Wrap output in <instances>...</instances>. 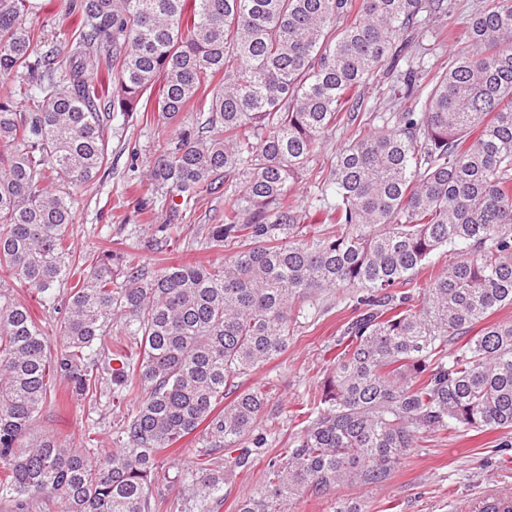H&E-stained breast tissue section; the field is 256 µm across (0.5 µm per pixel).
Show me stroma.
<instances>
[{
	"label": "stroma",
	"instance_id": "stroma-1",
	"mask_svg": "<svg viewBox=\"0 0 512 512\" xmlns=\"http://www.w3.org/2000/svg\"><path fill=\"white\" fill-rule=\"evenodd\" d=\"M155 123L133 116L128 123L112 121L107 129L109 169L90 183L75 187L79 199L72 226L76 252L90 253L102 244L99 231L109 226L113 241L123 250L149 263H207L217 257H231L232 248L217 252L206 245L202 235H188L178 250L158 248L154 227L169 221L162 206L138 210V198L151 195L147 179L153 150ZM357 309L342 291H322L308 295L298 310L284 350L268 363L240 377L243 387L264 385L270 401L264 416L267 427L285 438L296 431L298 415L309 401V391L319 370L326 368L336 353L345 324ZM137 394L121 405L54 401L37 417V432H51L61 439H79L88 425H95L94 445L99 452L112 450L113 423L122 412L133 409ZM197 440L187 436L168 450V458L153 488L154 496L184 498L174 480L189 465ZM512 489V429L492 432H437L419 442L403 456L380 484L341 485L334 495L322 499L301 498L293 512H334L336 501L359 505L362 512H460L480 500L487 489Z\"/></svg>",
	"mask_w": 512,
	"mask_h": 512
}]
</instances>
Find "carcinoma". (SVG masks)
<instances>
[{
	"label": "carcinoma",
	"instance_id": "obj_1",
	"mask_svg": "<svg viewBox=\"0 0 512 512\" xmlns=\"http://www.w3.org/2000/svg\"><path fill=\"white\" fill-rule=\"evenodd\" d=\"M43 8L0 0L1 503L168 512L153 495L163 452L196 432L177 478L218 512L224 472L253 469L267 444V391L235 380L281 353L313 290L363 313L237 512L378 484L429 432L512 428V322L464 338L512 305V0L477 6V51L444 62L416 35L438 39L452 0H56L74 29L64 56L28 22ZM383 79L391 110L363 93ZM141 103L163 124L151 184L174 210L224 192L223 222L203 232L219 252L242 247L232 259L153 267L110 235L74 252L70 187L106 168L107 122ZM337 130L350 143L313 166ZM304 177L316 222L288 203ZM445 248L456 260L420 287ZM61 380L77 401L140 395L115 449L33 434Z\"/></svg>",
	"mask_w": 512,
	"mask_h": 512
}]
</instances>
